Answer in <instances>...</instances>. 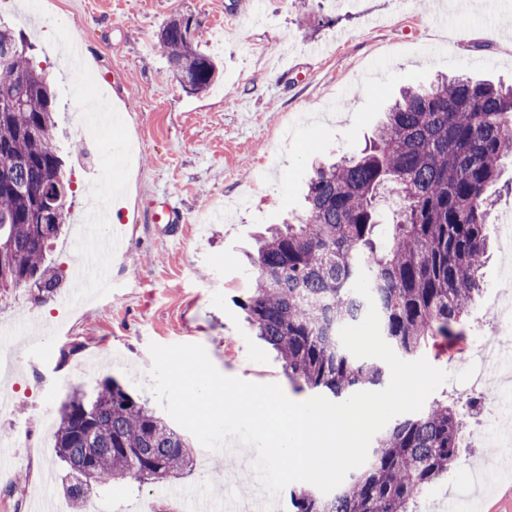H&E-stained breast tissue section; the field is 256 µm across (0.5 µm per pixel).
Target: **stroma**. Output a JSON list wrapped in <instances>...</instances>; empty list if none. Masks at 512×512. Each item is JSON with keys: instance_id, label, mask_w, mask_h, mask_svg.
<instances>
[{"instance_id": "1", "label": "stroma", "mask_w": 512, "mask_h": 512, "mask_svg": "<svg viewBox=\"0 0 512 512\" xmlns=\"http://www.w3.org/2000/svg\"><path fill=\"white\" fill-rule=\"evenodd\" d=\"M45 14L29 0L6 12L31 44L30 55L57 94L55 144L66 161L73 191L64 234L49 260L65 269L68 246L88 186L84 171L98 153L96 129L79 123L73 80L51 51L60 37L83 42L87 63L121 118L119 136L139 142L132 164L118 163L123 206L116 229L123 247L108 263L109 291L77 305L65 329L57 300L34 302L22 289L0 298V330L34 329L12 355L0 352V388L12 394L13 413L0 420L15 448L0 463V512H33L51 477L65 502L63 472L54 445V422L73 389L90 393L103 376L121 383L153 411L149 389L150 343L204 346L216 369L255 383H277L292 400L296 390L271 346L253 336L240 304L252 283L248 261L260 235L302 211L303 188L321 155L353 154L373 135L383 113L406 84H426L440 74L512 81V0H54ZM190 14L203 27L197 40L219 67L215 85L187 92L157 42L172 16ZM180 212L182 244L169 242L152 213ZM489 256L481 269L483 291L469 304L463 335L430 364L449 372L435 392L471 411L469 427L482 424V405L465 394L458 366L497 315L493 297L502 259L497 225H490ZM480 440L463 439L459 462L446 480L429 488L417 512H442L451 483L465 479L466 461L486 459ZM238 457L221 455L207 469H192L173 483L129 479L99 489L104 512H136L147 492L222 493L221 475Z\"/></svg>"}]
</instances>
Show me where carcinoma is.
I'll use <instances>...</instances> for the list:
<instances>
[{"label": "carcinoma", "mask_w": 512, "mask_h": 512, "mask_svg": "<svg viewBox=\"0 0 512 512\" xmlns=\"http://www.w3.org/2000/svg\"><path fill=\"white\" fill-rule=\"evenodd\" d=\"M182 15L163 25L159 45L192 92L210 89L213 58ZM56 101L13 28L0 19V295L34 286L39 300L61 288L47 250L59 238L72 195L54 145ZM512 158V85L443 76L408 85L362 153L313 170L296 221L277 227L252 258L241 308L281 356L288 378L326 398L377 386L383 367L346 350L339 330L360 322L366 300L353 290L363 269L385 341L406 357L448 351L463 334L469 301L488 254L495 199L488 188ZM56 191L40 213L41 192ZM399 202L392 223L379 201ZM94 404L75 390L59 409L56 453L64 493L76 510L93 490L134 478L159 483L191 471L189 440L110 377ZM463 426L448 400L379 431L366 463L336 491L292 488L293 512H410V503L455 464Z\"/></svg>", "instance_id": "cac0c4a2"}]
</instances>
